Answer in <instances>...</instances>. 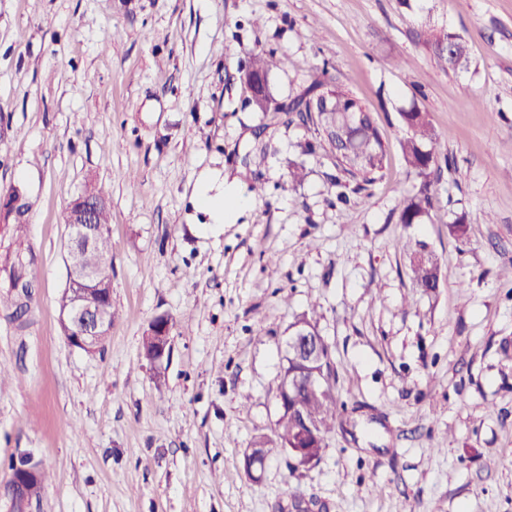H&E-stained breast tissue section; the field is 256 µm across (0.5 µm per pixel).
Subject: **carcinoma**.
I'll return each mask as SVG.
<instances>
[{"mask_svg": "<svg viewBox=\"0 0 512 512\" xmlns=\"http://www.w3.org/2000/svg\"><path fill=\"white\" fill-rule=\"evenodd\" d=\"M285 60L274 53L255 52L251 54L246 71V79L251 81L260 78L267 80L268 72L278 68ZM252 103L256 110L267 112L306 113L316 122L327 138L334 143L340 154L336 166L344 177L357 183L356 190H363L368 185L382 178L384 148L378 129L371 116L355 100L339 90H329L310 97L301 96L289 104H278L274 101L264 84L254 88ZM404 126V135L400 141L401 152L409 168L422 181L413 193L405 196L397 207L398 221L410 226L421 224L433 207L434 196L428 171L442 161H448L445 143L435 132L427 113L413 106L400 113ZM84 194L92 197L102 205L95 213L96 223L103 226L109 224V193L96 184L84 189ZM5 223L18 227L25 224L29 211V203L22 208L13 210L5 204ZM398 247L409 258L410 277L415 289L433 292L438 288L440 280V264L435 254L427 250L421 242H413L406 237L398 241ZM112 241L109 234H104L97 241L95 249L83 251L74 257V261L93 266L100 257L112 255ZM33 262V255L22 251L16 252L8 275V291L0 295V304L8 305L15 310H27L36 284L27 276V269ZM287 371L294 373L298 379L297 389L288 397V410L281 413L271 437H261L254 441L253 448L261 453L263 460L273 455H288V445L297 436V430L303 426V419H308L314 429L308 441V456L321 459L326 439L336 427L338 402L333 392L331 380L334 375L331 346L324 343L322 358L315 364H284ZM322 373L327 383L326 391L317 395L307 391L304 379L309 371Z\"/></svg>", "mask_w": 512, "mask_h": 512, "instance_id": "1", "label": "carcinoma"}]
</instances>
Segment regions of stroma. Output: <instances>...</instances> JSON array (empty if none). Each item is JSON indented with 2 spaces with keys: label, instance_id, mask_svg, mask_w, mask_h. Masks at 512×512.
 <instances>
[{
  "label": "stroma",
  "instance_id": "obj_1",
  "mask_svg": "<svg viewBox=\"0 0 512 512\" xmlns=\"http://www.w3.org/2000/svg\"><path fill=\"white\" fill-rule=\"evenodd\" d=\"M433 32L463 37L467 66L442 68ZM260 50L286 60L276 102L319 81L371 112L381 180L353 192L316 125L256 111ZM414 106L448 163L407 227ZM207 170L237 180L231 223H204ZM91 181L111 193L115 248L112 328L89 354L58 298L66 208ZM13 186L31 209L23 231L0 225V281L28 248L37 288L21 321L0 308V486L33 452L49 479L31 512H512V0H0V193ZM406 236L438 256L436 292H414ZM310 311L343 409L316 465L275 457L252 479ZM159 315L160 386L140 356Z\"/></svg>",
  "mask_w": 512,
  "mask_h": 512
}]
</instances>
